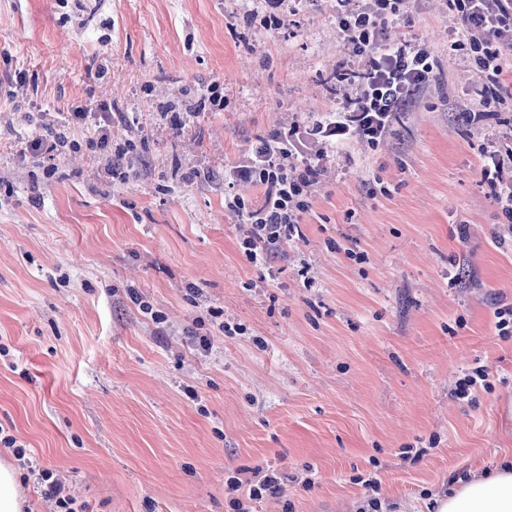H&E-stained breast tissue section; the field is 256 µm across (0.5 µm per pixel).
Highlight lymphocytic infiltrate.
I'll list each match as a JSON object with an SVG mask.
<instances>
[{
	"label": "lymphocytic infiltrate",
	"instance_id": "1",
	"mask_svg": "<svg viewBox=\"0 0 512 512\" xmlns=\"http://www.w3.org/2000/svg\"><path fill=\"white\" fill-rule=\"evenodd\" d=\"M449 2L457 14L456 31L469 45L476 65L490 83H499L506 51L512 48V0ZM337 3V27L361 63L356 73L359 93L351 109L333 113L303 132L292 129L273 134L236 167L235 179L265 188L264 203L256 209L246 207L236 195L224 199L226 207L245 215L252 227L243 247L254 262L266 258L269 246L299 229L316 169L307 167L305 175L294 177L289 172L293 160L320 138L346 145L354 127L369 141H376L388 132L392 114L427 86L434 70L435 60L427 46L387 41L388 19L399 14L404 0H374L365 10L351 9L349 0Z\"/></svg>",
	"mask_w": 512,
	"mask_h": 512
}]
</instances>
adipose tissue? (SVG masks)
<instances>
[{
  "label": "adipose tissue",
  "mask_w": 512,
  "mask_h": 512,
  "mask_svg": "<svg viewBox=\"0 0 512 512\" xmlns=\"http://www.w3.org/2000/svg\"><path fill=\"white\" fill-rule=\"evenodd\" d=\"M435 512H512V458L490 473L475 470L434 498Z\"/></svg>",
  "instance_id": "obj_1"
}]
</instances>
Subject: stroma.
Returning <instances> with one entry per match:
<instances>
[{"label": "stroma", "instance_id": "stroma-1", "mask_svg": "<svg viewBox=\"0 0 512 512\" xmlns=\"http://www.w3.org/2000/svg\"><path fill=\"white\" fill-rule=\"evenodd\" d=\"M336 9L0 0V428L37 462L30 512H59L43 470L79 512H235L256 468L281 481L251 512H430L512 455V221L482 174L512 172V98L484 107L448 0L390 23L436 79L377 142L316 145L300 235L251 262L224 206L262 204L228 181L261 140L355 98ZM49 125L50 159L27 148Z\"/></svg>", "mask_w": 512, "mask_h": 512}]
</instances>
